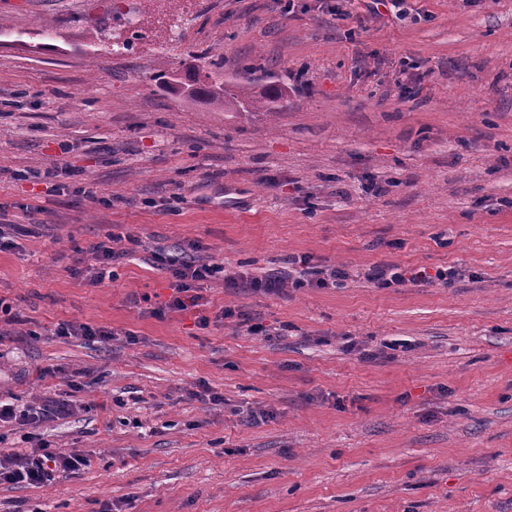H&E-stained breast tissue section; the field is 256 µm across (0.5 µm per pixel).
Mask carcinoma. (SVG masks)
Returning a JSON list of instances; mask_svg holds the SVG:
<instances>
[{
  "label": "carcinoma",
  "instance_id": "carcinoma-1",
  "mask_svg": "<svg viewBox=\"0 0 512 512\" xmlns=\"http://www.w3.org/2000/svg\"><path fill=\"white\" fill-rule=\"evenodd\" d=\"M189 86L193 87L195 97H202L226 111L262 112L270 117L279 112L286 97V89L281 85L268 84L258 91L248 77L229 88L223 80L197 72Z\"/></svg>",
  "mask_w": 512,
  "mask_h": 512
}]
</instances>
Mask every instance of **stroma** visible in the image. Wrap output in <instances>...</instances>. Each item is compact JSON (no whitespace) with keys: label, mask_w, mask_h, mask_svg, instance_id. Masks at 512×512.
<instances>
[{"label":"stroma","mask_w":512,"mask_h":512,"mask_svg":"<svg viewBox=\"0 0 512 512\" xmlns=\"http://www.w3.org/2000/svg\"><path fill=\"white\" fill-rule=\"evenodd\" d=\"M0 21V400L71 401L38 432L88 460L0 484V512H512V0H0ZM248 65L286 88L275 117L157 80ZM111 233L133 254L90 284L74 260ZM193 243L348 277L211 282L152 315L154 252ZM376 263L459 277L377 288Z\"/></svg>","instance_id":"1"}]
</instances>
